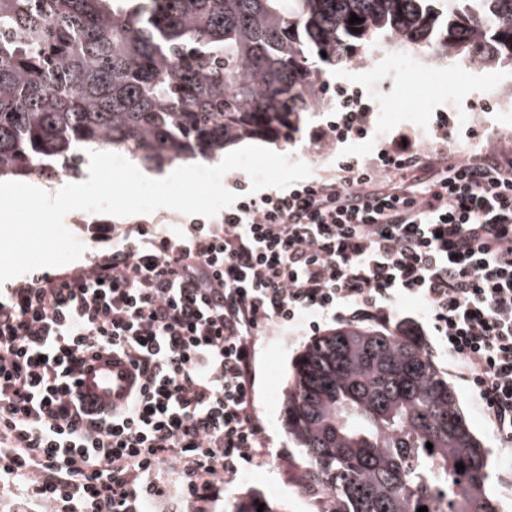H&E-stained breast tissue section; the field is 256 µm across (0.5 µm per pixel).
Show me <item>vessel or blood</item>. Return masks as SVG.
<instances>
[{"mask_svg":"<svg viewBox=\"0 0 512 512\" xmlns=\"http://www.w3.org/2000/svg\"><path fill=\"white\" fill-rule=\"evenodd\" d=\"M133 382L134 370L126 356L94 349L86 353L76 376L75 394L84 407L108 414L125 402Z\"/></svg>","mask_w":512,"mask_h":512,"instance_id":"obj_1","label":"vessel or blood"}]
</instances>
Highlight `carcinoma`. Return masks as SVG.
Masks as SVG:
<instances>
[{"label":"carcinoma","mask_w":512,"mask_h":512,"mask_svg":"<svg viewBox=\"0 0 512 512\" xmlns=\"http://www.w3.org/2000/svg\"><path fill=\"white\" fill-rule=\"evenodd\" d=\"M384 36L509 65L512 0H0V179L75 175L93 149L162 168L275 141L322 102L313 58ZM283 403L288 462L322 512H499L489 449L405 330L313 338ZM262 503L276 512L262 496L231 512Z\"/></svg>","instance_id":"obj_1"}]
</instances>
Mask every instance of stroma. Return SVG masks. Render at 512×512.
<instances>
[{"mask_svg":"<svg viewBox=\"0 0 512 512\" xmlns=\"http://www.w3.org/2000/svg\"><path fill=\"white\" fill-rule=\"evenodd\" d=\"M382 46L379 40L365 45L358 49L356 63L321 71L324 80L357 88L372 105L365 138L337 141L325 137L338 108L335 96L329 95L325 107L308 113L299 130L286 132L281 141L274 143V151L305 163L312 176L329 177L334 175L341 157L374 158L398 133L432 143L439 119L444 116L448 119L449 150L512 153V109L486 113L483 122L471 127L460 125L457 119L458 112L479 110L486 95L512 92V64L475 73L459 64L442 62L434 66L432 78L427 81L420 72L395 71L379 63L376 56ZM364 141L369 144L365 150L360 147ZM65 224L85 246L81 263L111 252V223L98 221L91 213L73 211L66 216ZM314 335L311 329L296 334L280 332L261 341L255 359L254 409L265 431L267 454L262 464L242 467L233 483L215 488L211 512H230L236 501L250 493L266 497L277 512H317V503L299 492L295 473L288 465V434L281 398L291 360ZM454 388L469 424L491 450V490L501 504V512H512V492L503 488V470L512 461L489 430L472 391L459 382Z\"/></svg>","mask_w":512,"mask_h":512,"instance_id":"1","label":"stroma"}]
</instances>
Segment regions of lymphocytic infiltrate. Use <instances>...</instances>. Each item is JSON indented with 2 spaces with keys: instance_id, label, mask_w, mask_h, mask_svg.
<instances>
[{
  "instance_id": "1",
  "label": "lymphocytic infiltrate",
  "mask_w": 512,
  "mask_h": 512,
  "mask_svg": "<svg viewBox=\"0 0 512 512\" xmlns=\"http://www.w3.org/2000/svg\"><path fill=\"white\" fill-rule=\"evenodd\" d=\"M347 98L328 134L364 136ZM111 253L0 287V490L14 512H144L180 491L207 512L215 484L262 463L259 337L349 311L390 323L416 301L449 370L512 446V157L394 139L333 178L241 194L221 218L114 230ZM130 360L114 416L73 395L86 352Z\"/></svg>"
}]
</instances>
